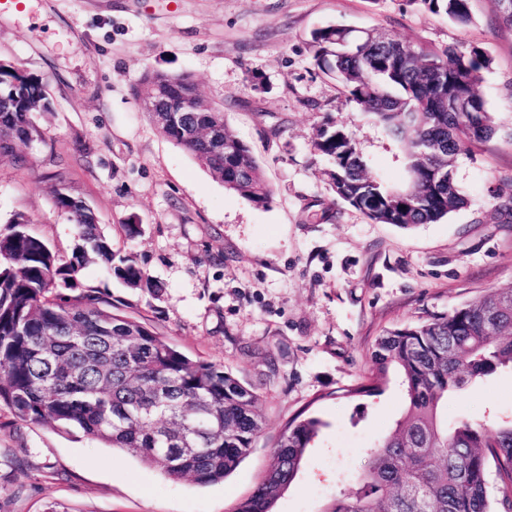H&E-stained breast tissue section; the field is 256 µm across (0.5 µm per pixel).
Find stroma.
<instances>
[{
    "label": "stroma",
    "mask_w": 512,
    "mask_h": 512,
    "mask_svg": "<svg viewBox=\"0 0 512 512\" xmlns=\"http://www.w3.org/2000/svg\"><path fill=\"white\" fill-rule=\"evenodd\" d=\"M472 20L404 0H24L0 13V64L40 76L52 102L23 162L0 156V230L16 216L59 259L77 242L56 188L83 199L115 249L162 283L138 294L95 267L109 289L190 357L224 365L260 396L263 432L224 481L200 485L91 440L0 409V512H231L264 476L269 448L299 413L322 427L274 512H324L365 467L363 450L405 409L397 383L342 396L368 374L380 336L447 315L492 289H512V28L497 0ZM341 24L428 49L477 46L491 60L479 89L499 133L461 157L468 203L434 224H376L333 202L329 163L313 140L325 118L345 125L372 176L406 178L402 145L360 113L346 87L314 67L315 29ZM185 72L224 107L272 189L258 205L229 192L158 133L132 86L146 68ZM261 75L266 92L256 90ZM140 226L127 240L122 226ZM441 419H512V371L452 393Z\"/></svg>",
    "instance_id": "obj_1"
}]
</instances>
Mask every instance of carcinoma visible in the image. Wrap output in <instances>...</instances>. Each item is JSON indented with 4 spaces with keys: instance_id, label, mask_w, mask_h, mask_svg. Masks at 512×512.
<instances>
[{
    "instance_id": "carcinoma-1",
    "label": "carcinoma",
    "mask_w": 512,
    "mask_h": 512,
    "mask_svg": "<svg viewBox=\"0 0 512 512\" xmlns=\"http://www.w3.org/2000/svg\"><path fill=\"white\" fill-rule=\"evenodd\" d=\"M467 24L470 0H407ZM314 65L341 81L350 100L404 148L407 179L400 187L369 174L343 125L326 119L314 152L330 161L335 198L379 224H434L467 203L455 179L458 159L497 132L478 90L490 59L477 46L426 50L390 39L383 45L343 25L311 34ZM134 93L159 133L188 151L225 189L266 204L272 191L250 149L199 99L201 111L167 122L162 105L178 107L198 94L187 73L147 69ZM460 98L477 111H448ZM51 110L43 79L0 65V154L19 162L16 148L39 136L35 114ZM219 133L224 151L210 134ZM55 204L68 213L81 244L59 262L50 246L14 218L0 232V407L26 423L80 428L173 481H224L252 452L263 430L259 395L222 366L193 360L144 323L122 314L112 293L81 281L90 265L131 290L157 296L161 285L132 256L114 250L81 199L59 188ZM366 380L348 397L383 392L399 375L407 409L393 431L371 448L352 490L326 512H493L488 475L512 487V420L477 423L439 417L448 395L512 367V290L492 291L444 317L396 329L377 339ZM321 421L295 417L271 449L270 467L252 494L231 512H271L296 477Z\"/></svg>"
}]
</instances>
